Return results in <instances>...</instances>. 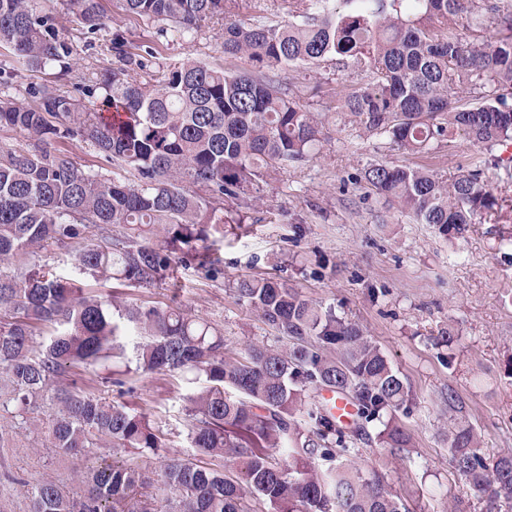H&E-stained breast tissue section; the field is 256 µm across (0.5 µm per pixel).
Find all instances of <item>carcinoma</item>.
<instances>
[{"label": "carcinoma", "instance_id": "1", "mask_svg": "<svg viewBox=\"0 0 512 512\" xmlns=\"http://www.w3.org/2000/svg\"><path fill=\"white\" fill-rule=\"evenodd\" d=\"M88 32L102 28L99 0H67ZM125 12L171 25L185 35L216 16L224 23V54L246 55L251 72L227 74L187 61L138 80L144 57L112 39L124 67L93 72L111 112H91L58 88L71 71L72 50L42 0H0V48L31 72L51 70L33 88L35 104L0 99V130L20 131L24 147L0 144V310L21 315L0 322V414L31 422L45 402L55 406L41 445L59 453L115 450L157 454L166 438L148 414L94 393L59 385L69 370L114 356L121 328L144 337L136 362L144 372L168 371L203 381L187 397L192 442L211 458L233 459L236 475L187 459L162 464L159 494L140 489L151 478L136 462L102 461L72 495L51 480L30 488V512H401L397 495L377 472L367 477L343 458L366 425L377 441L401 451L412 438L396 420L410 390L380 348L355 324L303 298L284 281L233 282L238 300L257 312L282 341L252 344L240 357L224 352V334L179 307L137 306L112 313L86 289L43 268L50 246H81L92 274L131 285L175 279L180 267L205 277L224 274L207 241L224 225L246 223L241 202L290 163L304 161L320 141L322 113L312 112L267 73L305 71L335 59L369 70L375 83L340 101L362 134L385 135L400 150L422 153L454 131L491 151L512 141V10L496 0H354L344 13L331 0L300 22L236 18L238 0H122ZM466 17H490L496 33L464 43L438 35ZM473 90L475 103L458 97ZM79 137L107 160L135 171L126 182L80 169L52 148ZM364 180L411 214L446 234L498 215L502 205L482 166L443 178L420 168L370 164ZM189 183L200 192H188ZM162 239H157L158 234ZM126 320L120 326V320ZM57 332L39 352L34 336ZM238 394L233 399L226 389ZM349 396L354 427L340 424L318 396ZM448 454L483 512H512V455L487 458L459 396L448 392Z\"/></svg>", "mask_w": 512, "mask_h": 512}]
</instances>
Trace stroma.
I'll return each mask as SVG.
<instances>
[{
    "label": "stroma",
    "mask_w": 512,
    "mask_h": 512,
    "mask_svg": "<svg viewBox=\"0 0 512 512\" xmlns=\"http://www.w3.org/2000/svg\"><path fill=\"white\" fill-rule=\"evenodd\" d=\"M104 27L88 33L76 10L63 0H46L72 47L73 70L65 91L98 109L102 98L87 91L90 72L119 67L113 33H123L128 50L156 51L157 65L198 61L228 73L251 69L244 57L224 53V17H216L185 37L158 36V26L123 11L119 0H100ZM275 84L290 89L306 108L322 113L324 135L308 159L288 165L249 201L252 223L211 235L209 242L224 269L211 280L195 269H179L177 286L123 285L92 276L78 261L76 247H48L41 260L64 277L78 280L104 303L166 308L177 306L204 318L224 334L227 355L243 354L252 344L276 345L275 332L247 309L232 290L236 279L258 274L287 280L303 298L335 310L357 324L378 345L410 389L413 402L398 418L411 435L406 452L379 447L375 435L359 444L354 462L362 471L382 472L408 512H481L473 491L448 455L449 392L466 403L469 420L487 457L512 455V247L501 245V225L474 224L459 237L420 224L379 197L363 179L367 164L383 161L423 168L449 177L473 163L512 212V180L493 165L494 155L463 133L434 151L410 154L384 136L361 134L337 108L340 93L364 86L371 73L333 66L310 77L299 68L275 72ZM57 149L83 168L107 177L133 179L79 139L57 141ZM453 330L454 348L438 346L437 336ZM100 369H76L77 388L106 401L131 403L162 429L168 446L143 457L160 474L166 457L210 465L192 445L186 415L188 396L199 385L170 372L130 370L134 391L119 393ZM0 434L15 445L0 447V512H29L26 483L51 479L75 492L94 460L31 447V439L0 420Z\"/></svg>",
    "instance_id": "1"
}]
</instances>
